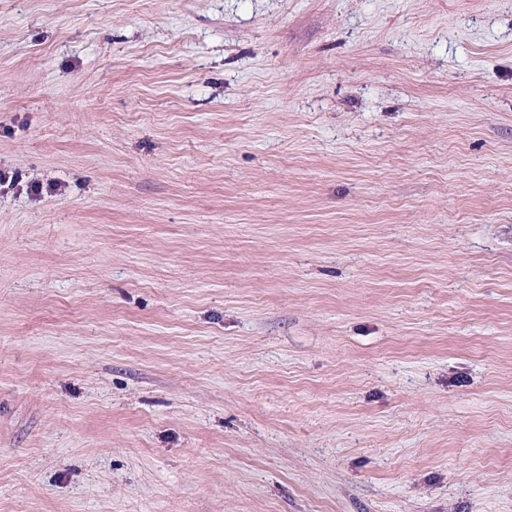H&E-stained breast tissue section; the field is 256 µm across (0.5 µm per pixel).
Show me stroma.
<instances>
[{
  "instance_id": "obj_1",
  "label": "stroma",
  "mask_w": 512,
  "mask_h": 512,
  "mask_svg": "<svg viewBox=\"0 0 512 512\" xmlns=\"http://www.w3.org/2000/svg\"><path fill=\"white\" fill-rule=\"evenodd\" d=\"M0 512H512V0H0Z\"/></svg>"
}]
</instances>
